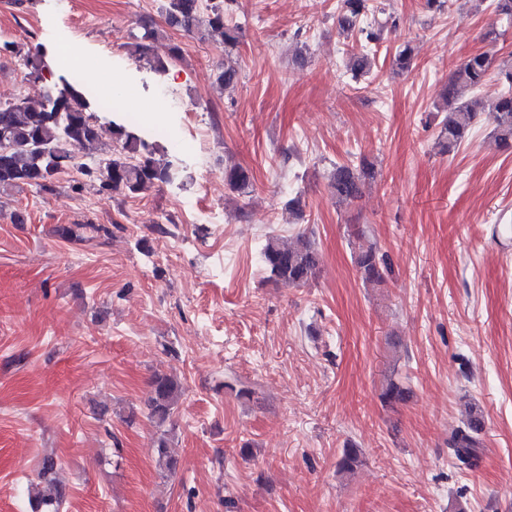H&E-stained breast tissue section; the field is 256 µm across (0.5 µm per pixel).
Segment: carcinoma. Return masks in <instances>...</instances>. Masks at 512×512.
<instances>
[{"label":"carcinoma","mask_w":512,"mask_h":512,"mask_svg":"<svg viewBox=\"0 0 512 512\" xmlns=\"http://www.w3.org/2000/svg\"><path fill=\"white\" fill-rule=\"evenodd\" d=\"M230 0H163L161 13L170 25L186 32H196L202 40H213L224 48V59H229L239 44L241 26L227 18ZM374 10L368 0H340L336 16L337 27L346 36L358 35L361 51L349 56V70L353 76L369 71L370 54L382 38L384 24L367 20ZM162 36L152 22L140 26L134 35L132 50L142 54ZM493 65L487 52L468 56L451 74L443 96L447 115L442 119L438 140L445 153L457 150L468 138L477 119L475 101L469 94L482 87ZM239 71L232 65L215 74V84L223 91L238 84ZM498 81L505 86L494 105L495 139L502 147L512 148V68L502 67ZM90 103L80 88L79 81H63V87H46L38 102L25 98L0 101V188L22 189L26 186L41 191L53 190L54 176L66 169H76L82 180L72 189L81 193L90 186L99 195H137L158 184L178 180L181 169L179 151L168 157H155L156 148L133 126L114 121L106 129L97 125L89 112ZM112 143L110 156L97 162L82 161V150L98 143L103 136ZM374 178V167L363 160L358 166L338 165L330 176V189L339 204L358 200L366 181ZM224 181L237 191L250 185V175L239 165L224 169ZM263 259L272 278L288 285H302L315 278L321 255L314 243L305 236L294 241L270 237L263 247ZM354 261L361 279L366 284L380 285L391 271L387 256L375 246L357 252ZM145 405L148 416L158 426L170 421L181 396V382L168 374H156ZM380 398L384 405L394 406L410 398V390L392 379L383 386ZM485 431L483 411L467 406L462 425L454 429L448 439L455 458L469 467L482 445ZM157 462L173 474L177 460L169 454L167 438L157 440ZM56 461L47 456L38 473L36 494L29 499L30 512H61L67 499V486L56 477Z\"/></svg>","instance_id":"obj_1"}]
</instances>
